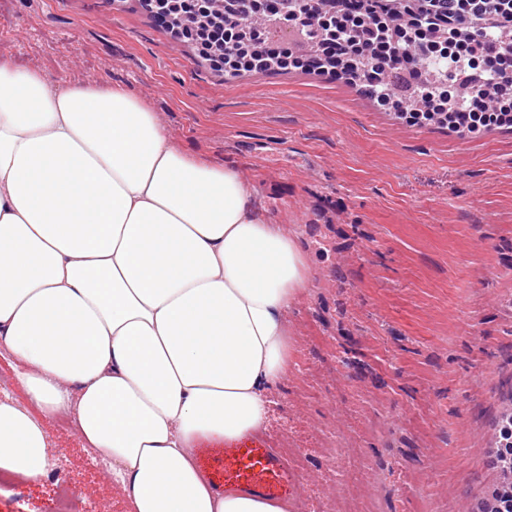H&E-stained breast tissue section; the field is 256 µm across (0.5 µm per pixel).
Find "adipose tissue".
Instances as JSON below:
<instances>
[{
  "instance_id": "obj_1",
  "label": "adipose tissue",
  "mask_w": 512,
  "mask_h": 512,
  "mask_svg": "<svg viewBox=\"0 0 512 512\" xmlns=\"http://www.w3.org/2000/svg\"><path fill=\"white\" fill-rule=\"evenodd\" d=\"M254 196L123 87L0 58V344L110 459L131 512H284L214 491L192 459L264 426L288 371L309 267ZM49 452L43 423L0 400V469L37 478Z\"/></svg>"
}]
</instances>
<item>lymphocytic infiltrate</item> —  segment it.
Returning a JSON list of instances; mask_svg holds the SVG:
<instances>
[{"mask_svg":"<svg viewBox=\"0 0 512 512\" xmlns=\"http://www.w3.org/2000/svg\"><path fill=\"white\" fill-rule=\"evenodd\" d=\"M224 77L292 71L347 82L411 126L512 128V0H139ZM293 31L301 47L274 39ZM410 97L392 90L394 78Z\"/></svg>","mask_w":512,"mask_h":512,"instance_id":"f902f5d3","label":"lymphocytic infiltrate"}]
</instances>
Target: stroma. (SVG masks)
<instances>
[{
  "label": "stroma",
  "instance_id": "1",
  "mask_svg": "<svg viewBox=\"0 0 512 512\" xmlns=\"http://www.w3.org/2000/svg\"><path fill=\"white\" fill-rule=\"evenodd\" d=\"M0 51L53 82L118 84L175 145L240 170L295 233L310 277L287 315L288 374L262 433L300 473L285 512H483L512 404V129L413 128L341 81L224 78L137 0H6ZM43 476L0 512H49L63 479L90 512H130L72 416L46 418ZM345 437L336 451V434Z\"/></svg>",
  "mask_w": 512,
  "mask_h": 512
}]
</instances>
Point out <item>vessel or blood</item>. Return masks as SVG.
Segmentation results:
<instances>
[{"instance_id": "vessel-or-blood-1", "label": "vessel or blood", "mask_w": 512, "mask_h": 512, "mask_svg": "<svg viewBox=\"0 0 512 512\" xmlns=\"http://www.w3.org/2000/svg\"><path fill=\"white\" fill-rule=\"evenodd\" d=\"M197 463L215 487L269 499L278 498L281 487L295 479L287 459L267 445L236 441L204 444L198 450Z\"/></svg>"}]
</instances>
